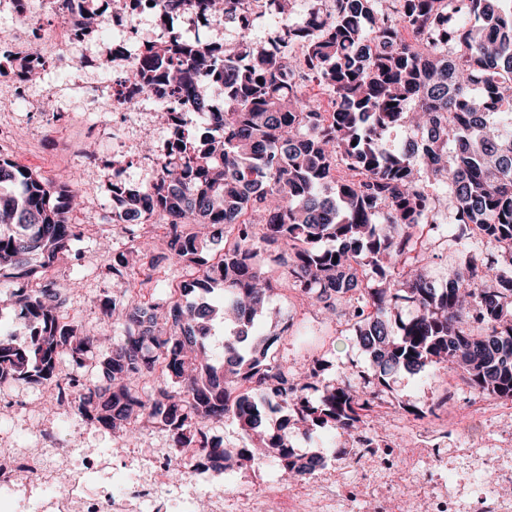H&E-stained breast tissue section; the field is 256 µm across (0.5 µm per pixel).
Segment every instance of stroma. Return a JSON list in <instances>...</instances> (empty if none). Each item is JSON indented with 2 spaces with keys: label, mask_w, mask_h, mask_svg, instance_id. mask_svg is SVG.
Segmentation results:
<instances>
[{
  "label": "stroma",
  "mask_w": 512,
  "mask_h": 512,
  "mask_svg": "<svg viewBox=\"0 0 512 512\" xmlns=\"http://www.w3.org/2000/svg\"><path fill=\"white\" fill-rule=\"evenodd\" d=\"M59 84L58 64L49 62L46 73L35 81L37 91L45 95L42 111L19 108L0 114V125L11 130L10 138L0 142V156L48 179L61 171L72 175L81 192V204L73 213L80 231L73 244L78 257L59 261L54 272L68 312L79 314L86 330L96 331L106 324L100 299L120 289L108 272L113 256L135 245L150 227L110 223L112 115L73 105L71 95L55 94ZM90 154L98 156V167L85 166L83 159ZM266 269L276 284L271 306L292 322L273 350L277 361L294 370L324 359L329 380L368 370L369 362L355 345L344 318L326 319L318 307L287 288L276 263L267 262ZM390 384L391 417L369 422L367 431L383 437L392 449L413 433V412L425 413L426 423L442 427L455 424L473 401L462 374L454 370L432 367L417 376L400 373L391 377ZM0 397L16 402L11 414L0 416L1 446L34 450L40 448L41 436L51 435L48 463L53 469L67 467L70 478L78 479L90 492L121 496L124 512H145L136 489L154 476L155 460L171 452L169 435L161 426L146 424L135 445L128 447L122 436L87 424L73 409L53 407L48 389L5 385L0 387ZM179 469V474L158 481L163 512H206L212 496L224 487H231L232 497L237 498L282 482L280 468L271 461L226 472L197 470L186 462ZM55 495L52 484L25 478L0 488V512H48Z\"/></svg>",
  "instance_id": "35a3bbf8"
}]
</instances>
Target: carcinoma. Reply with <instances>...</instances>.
I'll return each instance as SVG.
<instances>
[{
    "label": "carcinoma",
    "instance_id": "carcinoma-1",
    "mask_svg": "<svg viewBox=\"0 0 512 512\" xmlns=\"http://www.w3.org/2000/svg\"><path fill=\"white\" fill-rule=\"evenodd\" d=\"M188 1L238 24L239 0L220 12L216 0H166V11ZM287 2L296 0H272V10L297 56L244 29L235 53L171 44L137 59L131 79L183 92L198 109L203 85L222 82L224 111L178 135L153 183L110 184V223L134 216L165 230V251L143 241L113 257L108 272L142 294L102 301L123 336L99 362L105 383L68 378V405L114 434L134 431V417L158 424L175 453L197 449L201 468L269 459L299 480L326 457L298 453L293 434L311 442L334 426L357 437L360 410L399 372L448 366L475 391L512 401V6L331 0L325 13L309 0L310 19L296 20ZM56 3L78 7L94 30L93 0ZM397 128L414 136L391 148ZM1 184L14 192L0 195V279L12 283L25 339L0 330V386L53 385L61 359L82 369L102 340L63 309L50 275L79 236L78 191L68 176L46 179L2 156ZM472 225L495 251L432 278L415 229L444 230L463 252ZM269 258L302 300L332 315L345 302L373 369L363 385L321 380L317 361L290 377L271 358L289 324L270 312ZM163 261L194 274L159 302L143 290ZM218 320L229 337L215 357ZM224 419L241 431L236 448L211 434Z\"/></svg>",
    "mask_w": 512,
    "mask_h": 512
}]
</instances>
